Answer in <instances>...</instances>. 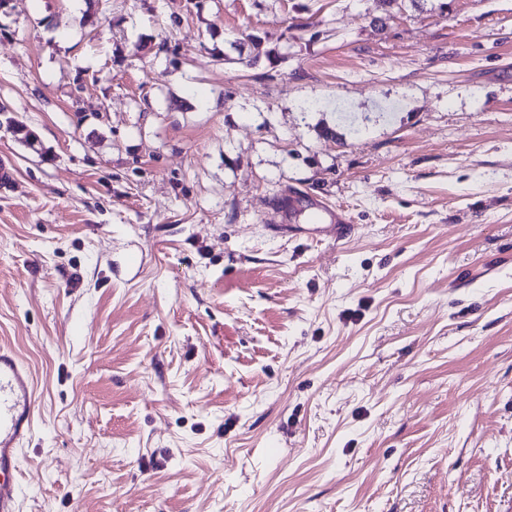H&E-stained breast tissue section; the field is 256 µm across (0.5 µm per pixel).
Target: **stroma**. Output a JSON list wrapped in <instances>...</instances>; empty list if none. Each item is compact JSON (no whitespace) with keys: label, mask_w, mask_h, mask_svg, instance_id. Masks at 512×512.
I'll list each match as a JSON object with an SVG mask.
<instances>
[{"label":"stroma","mask_w":512,"mask_h":512,"mask_svg":"<svg viewBox=\"0 0 512 512\" xmlns=\"http://www.w3.org/2000/svg\"><path fill=\"white\" fill-rule=\"evenodd\" d=\"M1 157L19 512H512V0H6ZM327 217L329 224H319L322 219L320 214H316L313 224H300L295 229L288 228L289 232H295L296 235L306 238H328L334 241H341L349 238L355 229L354 224H350L346 214L341 211L320 209ZM336 223V224H335Z\"/></svg>","instance_id":"1"}]
</instances>
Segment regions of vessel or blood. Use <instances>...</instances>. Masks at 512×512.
Here are the masks:
<instances>
[{
  "mask_svg": "<svg viewBox=\"0 0 512 512\" xmlns=\"http://www.w3.org/2000/svg\"><path fill=\"white\" fill-rule=\"evenodd\" d=\"M324 224L295 227L296 235L341 241L354 232L346 214L328 211ZM36 389L29 365L10 346L0 344V512H19L18 454L32 434Z\"/></svg>",
  "mask_w": 512,
  "mask_h": 512,
  "instance_id": "1",
  "label": "vessel or blood"
}]
</instances>
